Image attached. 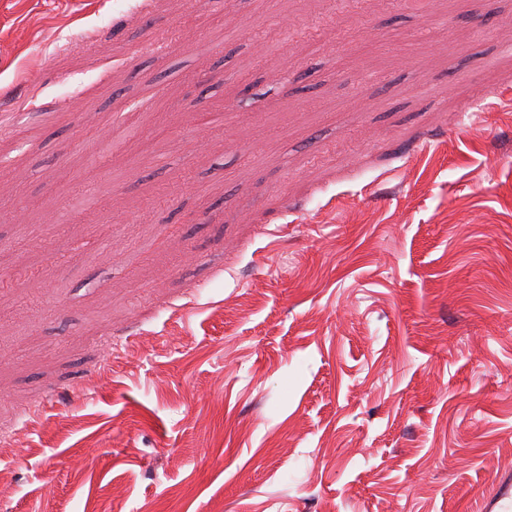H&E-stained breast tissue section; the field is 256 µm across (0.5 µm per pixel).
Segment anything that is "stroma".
Here are the masks:
<instances>
[{
    "mask_svg": "<svg viewBox=\"0 0 512 512\" xmlns=\"http://www.w3.org/2000/svg\"><path fill=\"white\" fill-rule=\"evenodd\" d=\"M134 2L0 0V512H487L512 0Z\"/></svg>",
    "mask_w": 512,
    "mask_h": 512,
    "instance_id": "obj_1",
    "label": "stroma"
}]
</instances>
